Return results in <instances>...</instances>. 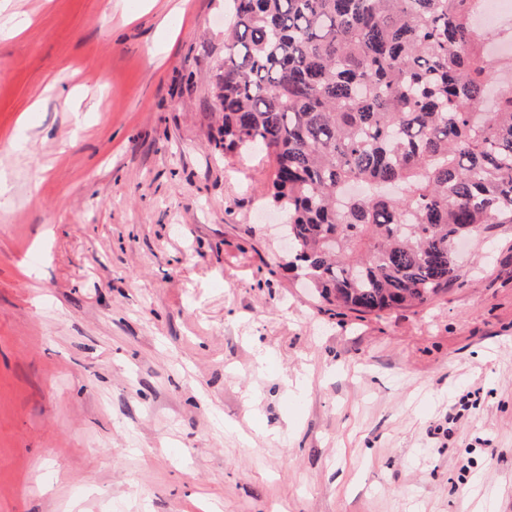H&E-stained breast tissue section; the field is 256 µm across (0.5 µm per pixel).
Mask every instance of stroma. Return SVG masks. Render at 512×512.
Masks as SVG:
<instances>
[{"label": "stroma", "instance_id": "35a3bbf8", "mask_svg": "<svg viewBox=\"0 0 512 512\" xmlns=\"http://www.w3.org/2000/svg\"><path fill=\"white\" fill-rule=\"evenodd\" d=\"M7 10L0 512H512V224L433 303L328 311L271 157L214 148L224 0Z\"/></svg>", "mask_w": 512, "mask_h": 512}]
</instances>
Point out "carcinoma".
Listing matches in <instances>:
<instances>
[{
    "label": "carcinoma",
    "mask_w": 512,
    "mask_h": 512,
    "mask_svg": "<svg viewBox=\"0 0 512 512\" xmlns=\"http://www.w3.org/2000/svg\"><path fill=\"white\" fill-rule=\"evenodd\" d=\"M215 148L274 156L288 267L361 315L448 291L454 245L512 223V86L477 0H231Z\"/></svg>",
    "instance_id": "obj_1"
}]
</instances>
